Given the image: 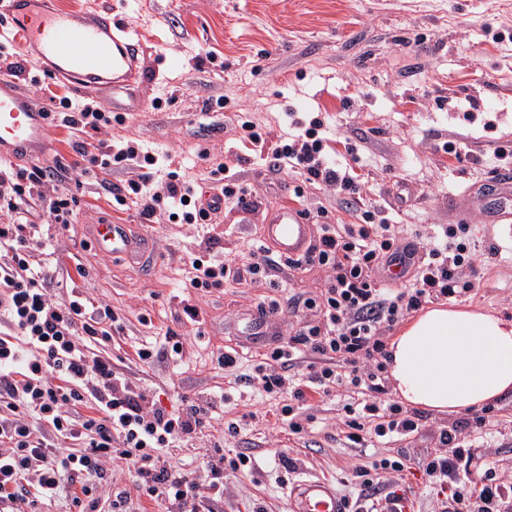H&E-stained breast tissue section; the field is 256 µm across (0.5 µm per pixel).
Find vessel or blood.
I'll return each mask as SVG.
<instances>
[{
  "instance_id": "b4317fda",
  "label": "vessel or blood",
  "mask_w": 512,
  "mask_h": 512,
  "mask_svg": "<svg viewBox=\"0 0 512 512\" xmlns=\"http://www.w3.org/2000/svg\"><path fill=\"white\" fill-rule=\"evenodd\" d=\"M0 18L6 27L30 45L48 74L85 89L109 81L112 87L144 84L133 32L113 21L107 11L49 7L47 0H0ZM52 151L46 123L12 78L0 75V158L12 157L28 164L42 162ZM265 239L283 257L302 254L310 242L311 226L292 204H284L265 222ZM101 251L115 256L132 255L134 245L120 224L95 227ZM240 333L246 346L263 341L268 328L256 313L240 317ZM291 512H347L335 488L323 479L303 478L288 490Z\"/></svg>"
}]
</instances>
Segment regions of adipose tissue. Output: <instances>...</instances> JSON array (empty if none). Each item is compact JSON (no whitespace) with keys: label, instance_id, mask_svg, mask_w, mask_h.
<instances>
[{"label":"adipose tissue","instance_id":"obj_1","mask_svg":"<svg viewBox=\"0 0 512 512\" xmlns=\"http://www.w3.org/2000/svg\"><path fill=\"white\" fill-rule=\"evenodd\" d=\"M394 396L457 414L512 394V320L442 305L409 322L386 349Z\"/></svg>","mask_w":512,"mask_h":512}]
</instances>
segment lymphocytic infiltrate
I'll list each match as a JSON object with an SVG mask.
<instances>
[{"label": "lymphocytic infiltrate", "instance_id": "lymphocytic-infiltrate-1", "mask_svg": "<svg viewBox=\"0 0 512 512\" xmlns=\"http://www.w3.org/2000/svg\"><path fill=\"white\" fill-rule=\"evenodd\" d=\"M58 105L65 128L97 131L112 124L111 113L93 100L62 95ZM242 128L269 169L289 166L309 183L334 187L346 209L358 210L361 218L340 227L321 225L306 255L290 260V267L317 264L334 276L320 298L303 302L315 320L300 322L287 339L277 340L253 365L250 382L265 393L288 392L298 400L309 390L327 396L342 388L360 395L359 403L344 406L347 438L356 444L369 418L376 421V437L410 435L416 421L386 398L378 360L382 335L425 303L476 290V283L460 280L461 268L475 262L467 244L470 225H448L422 246L403 241L395 225L376 222V208L361 205L353 178L325 157L321 122H310L288 142L269 140L250 121ZM71 149L72 167L81 172L136 171L125 185L112 186L118 205L135 203L148 220L165 214L181 224H211L212 214L190 181L175 169L154 181L158 158L136 142L101 140L90 146L75 140ZM59 180L48 167L0 164V506L5 512H38L62 500L74 512H96L98 487L91 478L105 460L119 458L134 466L143 495L164 501L167 512H198V483L171 466L166 450L192 440L217 403L192 402L175 415L156 408L149 390L112 362L111 308L75 294L50 298L45 283L58 264L46 258L51 242L30 220L29 202L47 199L50 223L67 228L78 196ZM393 262L410 276L387 288L379 271ZM189 264L185 285L196 290L221 287L233 272L223 260L200 254ZM301 362L302 377L288 375ZM463 430L455 424L440 431V448L424 466L429 482L448 489V512H512V489L494 471L473 479L476 455Z\"/></svg>", "mask_w": 512, "mask_h": 512}]
</instances>
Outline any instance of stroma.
Masks as SVG:
<instances>
[{"mask_svg":"<svg viewBox=\"0 0 512 512\" xmlns=\"http://www.w3.org/2000/svg\"><path fill=\"white\" fill-rule=\"evenodd\" d=\"M68 7L94 6L134 29L139 59L153 78L123 122L111 130L75 135L50 126L54 143L47 166H64L67 182H81L76 219L56 231L53 244L62 268L48 284L53 299L69 294L67 275L76 272L81 296L110 306L121 328L112 335V357L129 377L151 388L167 411L191 400L224 392L223 406L205 419L196 437L168 450L173 466L208 484L207 465L217 457L243 453L248 467L224 471V494L204 493L207 512H290L287 484L300 477L329 480L351 512L365 504L355 469L384 457L410 455L411 468L384 474L376 507L396 493L408 512H443L447 491L430 485L423 472L425 451L437 447L441 429L471 420L472 412L439 415L411 409L417 432L366 445L349 441L342 420L346 391L292 400L265 394L245 383L244 374L260 350L240 347L228 322L259 303H279L275 317L290 331L297 316L293 295L317 298L331 279L329 269L280 266L266 276L195 294L198 322L182 314L183 283L190 255L211 251L235 267L248 262L252 244L263 234L269 212L293 200L305 210H324L329 224H352L334 188L308 183L300 173L272 171L258 152L241 142L243 122L272 136L293 131L295 123L319 120L328 133L326 153L352 168L366 204L381 210L407 240L426 241L451 224L448 201L463 190L483 192L499 164L498 149L512 152V0H60ZM12 52L27 59L29 80L17 88L35 107H49L43 86H56L33 51L15 41ZM89 143L113 137L183 161L199 196L216 194L210 162L238 157L237 178L252 202L241 212L225 201L217 213L222 236L208 245L192 224H156L136 204L118 209L108 193L129 175L122 170L84 174L72 170L75 138ZM455 154H448V147ZM208 152L201 161L199 152ZM462 223L472 229L477 261L461 278L478 282L477 294L455 299L512 318V242L477 211ZM123 224L130 234L147 236L148 246L129 259L101 253L93 244L95 225ZM176 336L181 359L166 356L146 364L136 348L161 346ZM235 355L222 368L219 355ZM292 405L299 419H312L311 432L291 434L281 409ZM490 438L476 439L478 454L495 465L512 486V395L492 407ZM102 495L127 498L128 512H165L162 501L141 496L134 467L125 460L104 462Z\"/></svg>","mask_w":512,"mask_h":512,"instance_id":"stroma-1","label":"stroma"}]
</instances>
